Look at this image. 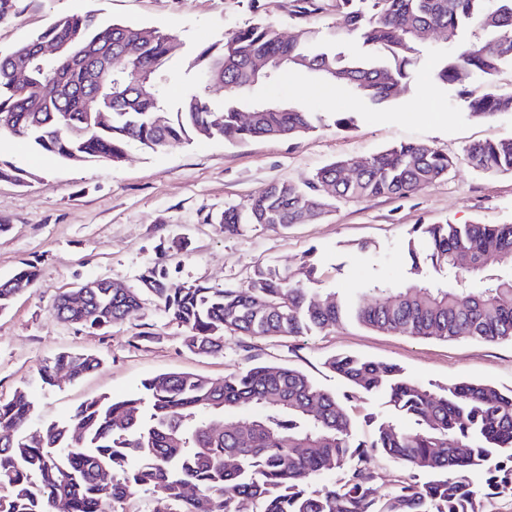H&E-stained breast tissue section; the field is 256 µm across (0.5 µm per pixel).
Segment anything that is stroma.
<instances>
[{"label": "stroma", "instance_id": "1", "mask_svg": "<svg viewBox=\"0 0 512 512\" xmlns=\"http://www.w3.org/2000/svg\"><path fill=\"white\" fill-rule=\"evenodd\" d=\"M291 5V0H20L17 15L0 24V52L58 17L94 11L181 42V53L168 64L175 97L191 83L190 53L223 42L258 19L285 38L308 32L317 49L374 57L358 34L337 38L332 12L298 20ZM478 39L468 29L453 44L430 34L413 56L400 95L380 104L349 91L326 98L312 91L305 76L286 77L275 98L320 116L315 131L301 139L196 137L158 153L133 145L119 162L87 164L36 155L21 140H9L0 159L33 176L24 184L0 180V278L31 264L38 280L0 313V399L27 389L41 418L60 420L84 400L135 394L144 379L160 373L221 379L256 364L297 368L318 387L340 394L345 383L326 365L339 353L397 364L425 385L477 381L512 389L510 342L413 339L343 324L302 337L228 332L223 353L203 357L185 347L184 328L150 297L132 318L105 329H75L58 320L53 308L59 295L95 278L139 287L141 276L158 262L167 267L175 288L241 286L256 266L288 269L309 255L317 264L319 287L353 291L376 277L398 286L409 278L405 243L415 225L512 224V174L486 175L464 165L411 196L342 201L312 223L251 226L228 235L220 222L225 208L244 206L269 184L303 183L339 159L365 161L392 145L415 141L458 155L474 143L512 138V112L481 117L468 107L487 89L512 92V65L503 64L491 80L478 73L460 84L433 78L444 56ZM340 112L355 113L354 126H336ZM61 351L95 354L101 366L77 381L62 375L55 386L42 385L39 366Z\"/></svg>", "mask_w": 512, "mask_h": 512}]
</instances>
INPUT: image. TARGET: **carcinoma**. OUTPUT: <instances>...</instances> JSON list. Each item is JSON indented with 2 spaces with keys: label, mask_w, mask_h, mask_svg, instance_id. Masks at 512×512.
<instances>
[{
  "label": "carcinoma",
  "mask_w": 512,
  "mask_h": 512,
  "mask_svg": "<svg viewBox=\"0 0 512 512\" xmlns=\"http://www.w3.org/2000/svg\"><path fill=\"white\" fill-rule=\"evenodd\" d=\"M293 2L298 19L323 10L321 0ZM330 7L337 34L360 32L392 62L315 50L258 21L200 48L188 62L195 83L174 103L166 88L175 38L103 22L91 12L59 17L0 54V138L21 139L67 163L117 162L132 144L159 152L192 134L299 138L315 129L314 114L257 96V89L301 73L323 96L347 90L388 101L409 79L415 45L429 31L449 42L467 28L489 34L444 62L436 74L441 83H461L474 72L491 78L512 63V0H332ZM47 42L63 47L59 57L38 55ZM130 45L133 56L125 55ZM102 57L112 58V68L89 78ZM22 66L34 93L13 83ZM216 85L224 89L220 105L210 98ZM469 108L487 116L512 112V93L487 92ZM242 112L256 113L255 120L242 123ZM460 163L512 174V139L476 143L460 156L400 143L370 158L351 180L342 176L347 161L337 160L300 185L275 182L246 206L225 208L221 223L229 234L255 224L309 223L338 201L406 197ZM31 176L0 160V180ZM328 183L333 196L323 190ZM407 248L410 283L393 288L375 280L354 303L315 287L317 268L304 259L293 269L259 266L246 285L224 289L172 288L166 269L153 266L138 290L93 279L82 305L70 306L61 295L54 312L76 328H109L131 318L147 294L186 329V347L207 356L223 350L226 331L297 337L345 321L416 339L512 341V272L471 287L486 270L512 265V224H419ZM461 255L470 267L457 265ZM36 280L32 267L0 280V312ZM327 364L347 382V394L329 393L290 366L257 365L219 381L174 372L144 380L132 398L99 397L65 421L39 423L34 400L18 390L0 400V512H53L58 501L67 512H108L138 489L161 494L159 512H485L490 499L512 500V389L467 381L434 389L396 364L352 354ZM99 365L92 354L65 351L46 360L39 375L52 386L62 372L78 380ZM355 394L385 395L396 416L368 417L373 430L358 437L345 409ZM242 413L250 417L242 420ZM375 456L401 467L386 492ZM336 470L344 471L342 482L318 484L322 473Z\"/></svg>",
  "instance_id": "1"
}]
</instances>
